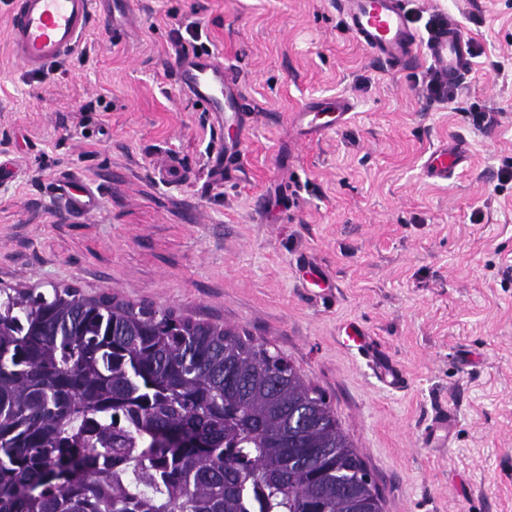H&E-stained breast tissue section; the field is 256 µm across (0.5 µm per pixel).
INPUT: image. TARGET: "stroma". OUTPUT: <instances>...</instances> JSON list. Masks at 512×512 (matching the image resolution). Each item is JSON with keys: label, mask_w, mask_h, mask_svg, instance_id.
<instances>
[{"label": "stroma", "mask_w": 512, "mask_h": 512, "mask_svg": "<svg viewBox=\"0 0 512 512\" xmlns=\"http://www.w3.org/2000/svg\"><path fill=\"white\" fill-rule=\"evenodd\" d=\"M442 15L473 69L431 99L426 59L376 60L339 0H100L80 44L39 70L8 40L0 0V288L72 286L232 326L292 362L331 402L384 512H512V0H406ZM220 53L251 105L216 121L171 77L178 28ZM347 98L312 137L310 99ZM492 113L476 125V113ZM465 162L443 183L440 142ZM237 154L213 178L216 145ZM186 171L162 181L157 164ZM91 187L69 211L47 187ZM360 323L404 388L340 338ZM452 408L448 445L423 431ZM463 161L464 154L460 148L448 147V143H441L433 148L426 157L423 172L431 180L447 181Z\"/></svg>", "instance_id": "obj_1"}]
</instances>
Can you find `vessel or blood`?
I'll return each instance as SVG.
<instances>
[{
  "label": "vessel or blood",
  "instance_id": "obj_1",
  "mask_svg": "<svg viewBox=\"0 0 512 512\" xmlns=\"http://www.w3.org/2000/svg\"><path fill=\"white\" fill-rule=\"evenodd\" d=\"M93 4L94 0H14L10 41L18 61L27 68L40 69L67 55L89 29ZM342 13L350 33L391 65L426 56L436 76L447 84L460 81L472 65L470 43L455 26L443 25L427 41H420L404 0H342ZM175 81L185 94L207 102L216 118L228 112L240 117L250 109L237 75L214 53L179 57ZM304 110L326 116L327 126L338 127L352 105L343 98L313 100ZM463 160L460 148L442 143L426 157L423 172L429 179L444 181ZM346 340L372 361L387 386L402 387L399 369L383 361L373 341L358 327L349 326ZM452 424L451 413L437 415L425 434L426 441L436 448L447 447Z\"/></svg>",
  "mask_w": 512,
  "mask_h": 512
}]
</instances>
